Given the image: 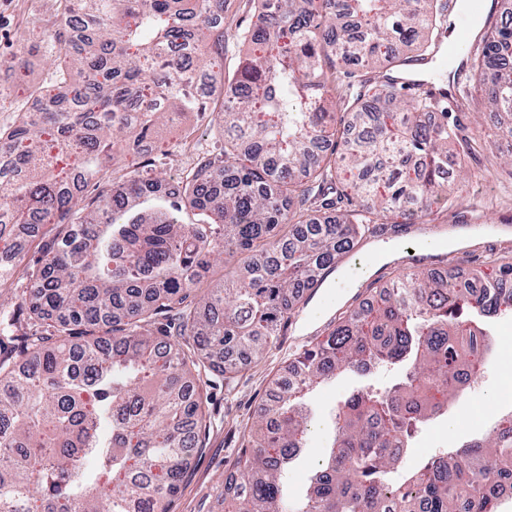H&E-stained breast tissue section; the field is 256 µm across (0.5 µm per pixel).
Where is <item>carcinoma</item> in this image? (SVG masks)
Masks as SVG:
<instances>
[{
	"instance_id": "obj_1",
	"label": "carcinoma",
	"mask_w": 512,
	"mask_h": 512,
	"mask_svg": "<svg viewBox=\"0 0 512 512\" xmlns=\"http://www.w3.org/2000/svg\"><path fill=\"white\" fill-rule=\"evenodd\" d=\"M56 79L13 127H0V260L15 231L53 236L31 277L30 317L52 320L58 344L37 336L18 367L0 357V512H167L201 447L200 362L222 374L235 355L276 343L302 295L336 270L364 230L393 217L413 224L454 209L468 182L448 142L473 150L431 91L412 101L387 77L397 47L424 51L445 23L437 0H252L247 46L224 75V0H60ZM471 84L487 98L499 139L512 143V21L482 34ZM350 120L344 152L310 145L336 124V70ZM222 145L175 196L154 179L111 168L138 157L170 115H202L215 94ZM98 192L82 202L89 186ZM357 208L340 211L348 190ZM199 219L185 224L186 208ZM247 254L243 270L208 284L213 263ZM493 276L413 270L339 317L295 370L305 390L272 394L224 489L233 512H496L484 472L512 482V413L488 436L402 481L400 453L482 375L488 320L512 312V256ZM174 314L198 357L149 329ZM15 316L0 309V349ZM109 327L89 342L77 337ZM377 358L407 365L380 394L364 388L335 416L333 446L295 502L283 478L303 446L305 396L336 373Z\"/></svg>"
}]
</instances>
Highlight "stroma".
I'll return each instance as SVG.
<instances>
[{
  "label": "stroma",
  "mask_w": 512,
  "mask_h": 512,
  "mask_svg": "<svg viewBox=\"0 0 512 512\" xmlns=\"http://www.w3.org/2000/svg\"><path fill=\"white\" fill-rule=\"evenodd\" d=\"M59 8L58 0H0V59L15 57L28 62L27 70L19 74L6 68L0 70V86L8 92L7 99L0 102L1 127L15 125L22 113L35 106L39 92L54 82L53 58L45 53L44 47L56 39L52 21ZM224 17L228 45L224 67L230 71L243 53L236 39L237 30L252 25L255 18L249 0H225ZM457 118L470 134L481 139L484 147L483 152L464 156L461 161L463 173L471 176L474 182L473 191L462 202L464 215L482 210L491 222L512 223V167L499 158L494 117L487 113L480 92L472 90L463 97ZM180 131V123L176 120L168 122L159 131L160 141L170 148L169 154L155 149L135 160L122 156L115 160V168L124 173L138 164L158 181L182 180L194 165L196 156L177 148ZM505 249L512 251V238L503 240L491 236L457 251L429 252L428 261L432 264L443 262L450 270L485 271L490 260ZM405 269L404 260L398 259L379 267L370 276L357 277L354 286L343 289L341 295L332 297L325 292L315 295L296 309L275 345L260 357L241 358L232 378L226 379L207 370L202 372L207 421L202 448L195 455L178 494L170 501L168 512H218L224 483L234 471L241 449L248 447L253 423L271 389L288 375L295 358L326 334L330 321L355 307L371 288L391 280ZM30 287L26 279L0 285V308L16 311L23 331L51 337L53 329L47 322L30 317ZM404 373L400 365H387L367 374L349 371L321 387L313 398L312 415L316 426L307 436L305 452L296 457L288 471L289 487H303L313 475L320 452L330 443L333 418L341 401L369 384L380 389L392 387L401 381ZM498 389L497 379L492 376L483 383L479 393H464L451 408L459 419L456 430H449L442 419L423 428L401 458L400 473L417 467L419 457L425 453L454 448L462 442L485 437L491 425L484 422L478 402L481 396L494 394Z\"/></svg>",
  "instance_id": "obj_1"
}]
</instances>
